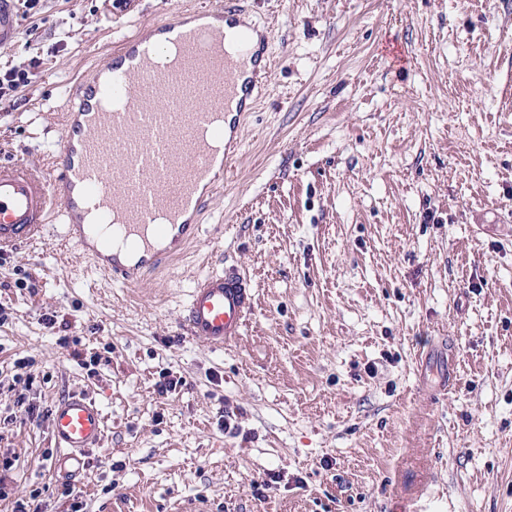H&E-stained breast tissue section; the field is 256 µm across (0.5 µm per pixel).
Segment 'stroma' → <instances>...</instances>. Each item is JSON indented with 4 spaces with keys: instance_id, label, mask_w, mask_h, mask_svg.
Masks as SVG:
<instances>
[{
    "instance_id": "35a3bbf8",
    "label": "stroma",
    "mask_w": 512,
    "mask_h": 512,
    "mask_svg": "<svg viewBox=\"0 0 512 512\" xmlns=\"http://www.w3.org/2000/svg\"><path fill=\"white\" fill-rule=\"evenodd\" d=\"M209 2L8 0L0 70L27 82L0 96V164L50 175L70 86ZM244 8L276 64L201 238L134 288L56 234L0 256V512H67L48 412L73 391L106 418L86 512H512V0ZM230 266L255 312L215 351L178 320ZM428 352L446 391L421 382ZM168 373L187 384L156 398ZM21 395L38 424L8 422Z\"/></svg>"
}]
</instances>
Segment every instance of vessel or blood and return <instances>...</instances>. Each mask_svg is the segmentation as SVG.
<instances>
[{
	"mask_svg": "<svg viewBox=\"0 0 512 512\" xmlns=\"http://www.w3.org/2000/svg\"><path fill=\"white\" fill-rule=\"evenodd\" d=\"M242 0L154 25L149 35L124 38L92 83H75L67 132L49 178L0 166V250L43 236L57 213L75 241L113 282L134 286L198 239L208 199L224 186V162L235 153L241 120L251 111L267 46L249 31L228 52L225 24L240 22ZM120 100L99 105L103 94ZM96 205L101 220L84 213ZM254 310L250 281L239 270L198 277L180 318L186 336L221 349L235 344ZM105 417L96 402L74 392L55 404L49 467L56 478L79 482L88 452L100 447Z\"/></svg>",
	"mask_w": 512,
	"mask_h": 512,
	"instance_id": "obj_1",
	"label": "vessel or blood"
}]
</instances>
